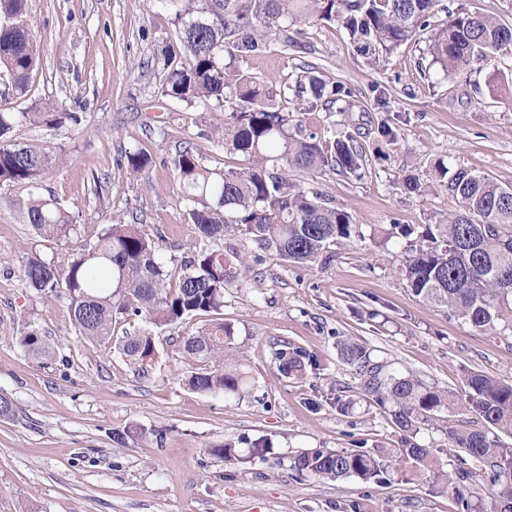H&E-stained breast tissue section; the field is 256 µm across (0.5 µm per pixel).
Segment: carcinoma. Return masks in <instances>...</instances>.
<instances>
[{
  "label": "carcinoma",
  "instance_id": "1",
  "mask_svg": "<svg viewBox=\"0 0 512 512\" xmlns=\"http://www.w3.org/2000/svg\"><path fill=\"white\" fill-rule=\"evenodd\" d=\"M439 0H187L175 16L177 40L163 53V80L158 91L188 106L213 101L228 112L224 127L210 138L243 155L247 166L211 171L196 150L187 146L170 160L180 182L182 200L199 242L178 269L166 266L155 242L135 224L106 225L95 241L60 266L30 255L20 261L24 288L62 298L76 331L98 345H112V324L125 317L144 318L156 327L178 324L201 313L214 316L184 341L185 353L202 362L187 382L204 394L238 397L248 375L232 354L234 331L219 318L224 286L247 266L219 246L230 224H243L248 234L278 258L295 264H326L329 247L354 233L351 215L316 191L288 179V172L319 173L332 169L360 177L362 152L346 133L323 148L314 136L301 137L290 116L279 108L273 81L230 71L224 55L260 51L267 40L284 32L283 24L302 26L340 22L351 45L366 63L378 67L403 43L431 26ZM512 50V24L489 15L458 12L448 16L428 47L432 64L450 77L476 59ZM40 62V44L29 18V0H0V74L9 80L7 95L23 96ZM297 96L311 106H330L352 96L350 88L329 83L317 67L300 76ZM79 113L45 102L28 112L0 109V184L36 188L53 164L52 157L12 139L22 124L58 128L78 125ZM155 158L139 151L126 155V174L144 179ZM440 178L461 204L448 223L426 230L425 242L409 249L403 274L411 293L443 307L474 330L491 336L512 335V187L465 168L438 167ZM26 224L43 238H66L75 230L74 216L56 198L30 196L11 200ZM22 345L38 359L53 358L50 345L21 316ZM121 353L136 364L153 353L148 328L124 336ZM341 354L361 377V391L372 398L401 432V448L391 459L371 450L311 448L289 459V468L319 480L357 478L381 483L396 464L431 467L430 450L417 441L422 429L439 421L443 411L472 415L483 427H443L448 448L459 451L451 470L431 471L429 482L452 495L458 512H512V447L499 433L512 434V384L471 370L462 389L449 393L414 375L399 373L352 338L340 340ZM278 370L301 376L312 364L309 354L288 345L275 353ZM226 462L264 461L271 448L255 441L246 448L224 444L210 449ZM491 488L489 495L477 486Z\"/></svg>",
  "mask_w": 512,
  "mask_h": 512
}]
</instances>
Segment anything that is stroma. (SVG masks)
Returning a JSON list of instances; mask_svg holds the SVG:
<instances>
[{"instance_id":"35a3bbf8","label":"stroma","mask_w":512,"mask_h":512,"mask_svg":"<svg viewBox=\"0 0 512 512\" xmlns=\"http://www.w3.org/2000/svg\"><path fill=\"white\" fill-rule=\"evenodd\" d=\"M178 7L177 0H29L41 63L27 95L7 108L25 112L49 99L79 113L76 127L14 131L17 141L55 156L41 192L74 212L77 231L55 240L33 235L12 206L29 197L30 187L0 186V396L12 405L0 415V512H458L450 496L408 466L396 467L386 485L325 483L296 474L289 459L309 448L361 444L389 455L400 443L373 401L360 396L353 411H337L344 387L359 384L338 337H353L398 370L452 392L466 367L512 383V339L475 332L416 298L401 271L402 247L419 244L425 225L446 223L459 208L433 183L437 163L512 186V52L449 78L428 53L433 30L449 13L512 24V0H441L430 30L376 69L337 22L301 28L294 47L274 37L261 52L235 60L236 68L272 79L290 111L307 66L351 88L353 97L304 112L302 132L326 141L350 131L364 169L359 179L331 171L296 175L347 210L356 226L355 237L335 245L329 265H291L240 229L225 231V253L251 268L224 288L233 353L249 375L247 392L230 399L183 382L198 366L183 339L208 324L207 316L155 329L154 353L141 373L117 349L80 336L64 300L23 288L17 261L24 252L66 261L119 220L138 225L165 257L182 259L198 231L165 159L190 145L211 170L245 166L243 156L209 138L224 124L223 108H189L158 92L157 61L176 35ZM384 118L397 129L389 143L377 138ZM137 151L157 161L149 181L125 173V153ZM410 175L429 191H408ZM104 176L108 186L96 192ZM393 224L410 225V237L380 245L378 230ZM23 312L53 345L55 361L40 363L22 346ZM285 342L313 356L304 377L278 372L274 352ZM128 427L134 433L124 443L112 441V431ZM142 429L162 433V441L141 439ZM256 439L273 447L266 461L233 464L209 451Z\"/></svg>"}]
</instances>
